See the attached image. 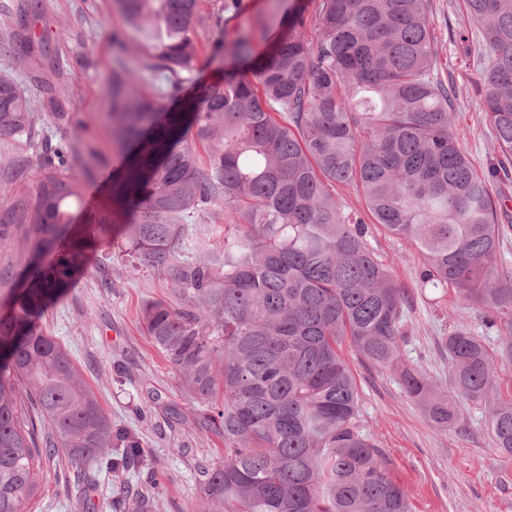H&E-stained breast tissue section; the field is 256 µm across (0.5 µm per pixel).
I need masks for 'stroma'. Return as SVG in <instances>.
<instances>
[{
	"instance_id": "obj_1",
	"label": "stroma",
	"mask_w": 512,
	"mask_h": 512,
	"mask_svg": "<svg viewBox=\"0 0 512 512\" xmlns=\"http://www.w3.org/2000/svg\"><path fill=\"white\" fill-rule=\"evenodd\" d=\"M31 23L33 39L50 34L44 64L21 65L0 56V70L12 71L38 107L27 135L0 138V217L19 205L32 189L38 159L58 143L76 146L68 167L80 187L98 188L95 207L72 204L74 223L99 215L117 228L110 243L89 254L84 272L66 293L47 307L42 323L71 355L80 375L112 419V427L146 448L145 464L108 472L93 470L85 492L69 489L62 479L65 455L43 464L42 490L29 512H106L108 499L136 502L148 496V512H195L200 472L224 458L223 437L198 424L199 402L184 390L168 357L151 341L140 319L150 300L179 304L166 274L142 265L127 253L119 226L125 214L113 203V180L123 157L112 144L107 114L112 82V36L125 32L110 0H39ZM224 0H203L194 24L199 57L195 70L166 98L178 106L198 85L233 71L218 51V36L266 17L280 0H239L236 11L220 13ZM429 19L437 47L438 75L463 86L453 104L458 139L481 172L497 166L500 155L480 88L486 50L468 18L466 0H430ZM56 89L70 115L63 122L40 109L45 88ZM25 225L13 224L14 243L0 248V291L19 280L28 259ZM370 243L400 287L411 296L406 363L421 366L440 385L449 383L448 354L441 340L448 326L464 323L489 343L507 336L506 326L487 329L478 308L422 295L417 284L421 258L405 241L371 226ZM344 355L361 394L360 417L395 479L404 485L414 512H512V456L498 454L488 431L486 408L465 407L453 428L434 427L404 393L396 372Z\"/></svg>"
}]
</instances>
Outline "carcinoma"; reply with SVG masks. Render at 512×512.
Masks as SVG:
<instances>
[{"instance_id": "carcinoma-1", "label": "carcinoma", "mask_w": 512, "mask_h": 512, "mask_svg": "<svg viewBox=\"0 0 512 512\" xmlns=\"http://www.w3.org/2000/svg\"><path fill=\"white\" fill-rule=\"evenodd\" d=\"M200 0H112L134 36L112 65V141L125 157L119 201L125 246L166 273L182 307L146 303L155 345L204 404L201 427L224 438V461L205 469L198 512H411L410 493L362 431L360 394L344 356L397 372L407 397L437 428L461 408H488L495 450L512 456V394L497 365L512 363V336L492 347L464 324L443 337L450 388L401 356L406 289L367 239V224L410 243L422 258L418 287L452 291L512 331V271L498 263L502 203L454 132L461 88L437 77L428 0H319V37L303 11L272 13L236 31L224 52L247 71L205 85L177 110L167 91L195 69ZM487 54L482 89L499 152L512 160V0H466ZM287 26L269 53L257 37ZM45 47L17 31L0 53L28 63ZM34 108L13 73H0V138L25 135ZM205 157H200L198 148ZM56 147L23 205L33 225L22 281L0 299V512H24L41 464L64 451L69 486L82 466L110 470L146 459L135 440L112 456V421L69 353L41 323L48 300L112 235L104 217L85 230ZM363 196L365 213L338 193ZM224 210V249L178 259L189 224ZM52 254L46 264L42 257Z\"/></svg>"}]
</instances>
